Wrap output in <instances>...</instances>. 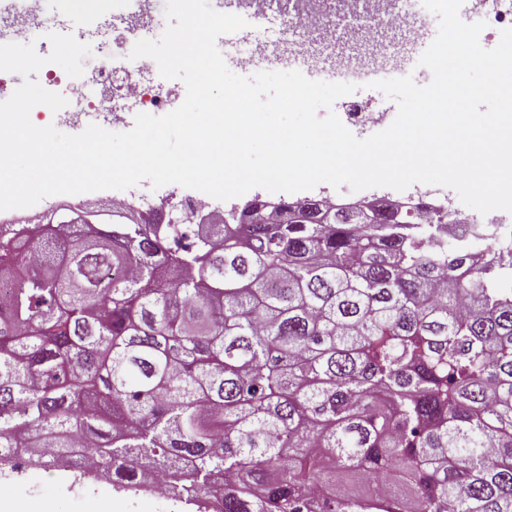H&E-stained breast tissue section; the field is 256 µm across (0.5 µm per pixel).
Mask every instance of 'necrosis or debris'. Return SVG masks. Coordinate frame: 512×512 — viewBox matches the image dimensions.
<instances>
[{"label": "necrosis or debris", "mask_w": 512, "mask_h": 512, "mask_svg": "<svg viewBox=\"0 0 512 512\" xmlns=\"http://www.w3.org/2000/svg\"><path fill=\"white\" fill-rule=\"evenodd\" d=\"M322 2L254 0L250 12L257 34L249 43V57L268 49L276 34L285 37V51L309 59L317 68L333 38L331 25L335 20L384 14L387 23L356 26L357 42L350 44L348 53L332 60L327 70L328 77L338 82L384 79L403 72L402 67L384 64L393 27H402L415 40L425 36L430 25L429 17L417 9V0H337L338 7L333 12ZM146 3L147 0H131L118 24L98 31V68L78 78L46 68L47 90L63 95L68 104L54 114L42 105L39 113L49 114L59 126L83 129L94 123L109 130L123 125L131 110L154 115L167 109L171 90L164 79L158 78L157 65L146 58H129L135 43L157 30V19L147 10ZM44 4L45 0H5L0 5V35L33 41L42 57L52 51L47 34L53 26H70L76 40L86 42L88 34L80 18L66 15L49 21ZM140 204L165 222L174 215L205 212L212 208L213 200L203 193L181 197L169 192L155 199H141Z\"/></svg>", "instance_id": "4bbe7bcc"}]
</instances>
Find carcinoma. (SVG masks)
Here are the masks:
<instances>
[{
    "instance_id": "obj_1",
    "label": "carcinoma",
    "mask_w": 512,
    "mask_h": 512,
    "mask_svg": "<svg viewBox=\"0 0 512 512\" xmlns=\"http://www.w3.org/2000/svg\"><path fill=\"white\" fill-rule=\"evenodd\" d=\"M295 205L0 224V465L78 448L136 489V458L213 512H512V259Z\"/></svg>"
}]
</instances>
